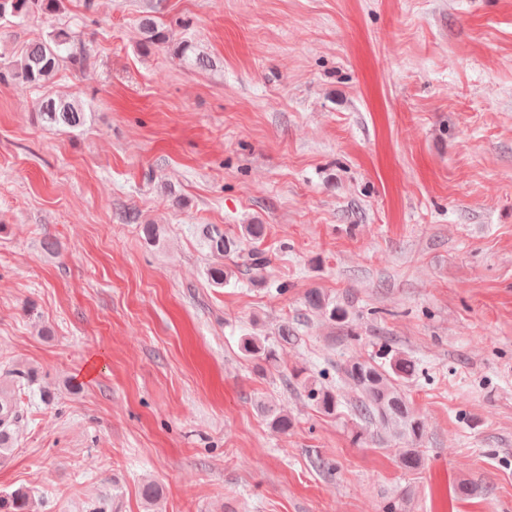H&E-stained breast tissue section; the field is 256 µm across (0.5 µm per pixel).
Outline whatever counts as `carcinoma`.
I'll use <instances>...</instances> for the list:
<instances>
[{"instance_id": "carcinoma-1", "label": "carcinoma", "mask_w": 512, "mask_h": 512, "mask_svg": "<svg viewBox=\"0 0 512 512\" xmlns=\"http://www.w3.org/2000/svg\"><path fill=\"white\" fill-rule=\"evenodd\" d=\"M59 7L60 0H0V28L19 25L35 13L52 15ZM140 32L141 46L145 49L168 43L165 30L151 17L140 21ZM173 55L184 61L191 60L200 67L210 65L208 57L186 41L173 49ZM86 61V49L76 46L75 36L65 28L54 27L45 37L0 62V85L44 89L53 84L63 65L82 70ZM38 116L48 126L78 129L86 123L87 109L80 98L45 93L38 101ZM203 238L210 252L219 258V262L208 268V276L214 284L221 286L240 278L263 281L270 260L262 251L252 248L241 253V239L226 236L216 227L203 229ZM230 254L238 255L232 268L220 262ZM305 302L333 324L344 326L349 322L348 309L331 303L316 288L306 294ZM240 349L247 357L269 364L276 362V350L267 344L264 336L242 338ZM415 371V362L402 352L392 354L384 364L369 359L350 360L341 367L344 384L353 392V398L347 404L336 391L314 379H305L304 388L322 413L334 415L346 405L356 420L367 427L376 426V432L370 434L371 441L380 444L391 439L404 441L405 447L397 449L396 462L399 467L412 471L422 464L425 437V424L412 408L404 390ZM5 376L6 381L0 382L1 460L10 455L17 441V427L22 418L17 390L33 382L34 372L18 364ZM267 413L276 432L286 434L293 428L294 420L286 410L269 407ZM0 512H35L33 498L24 489L0 495Z\"/></svg>"}]
</instances>
